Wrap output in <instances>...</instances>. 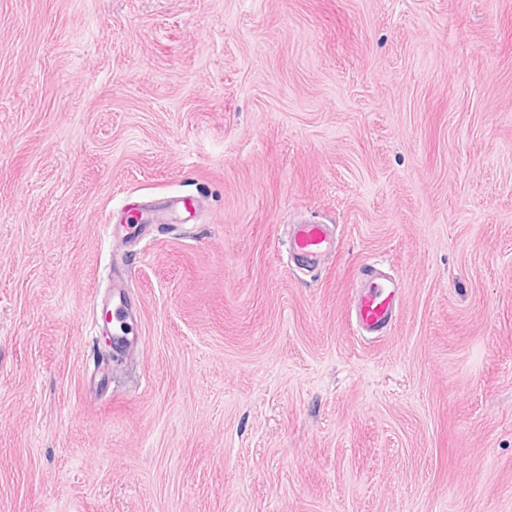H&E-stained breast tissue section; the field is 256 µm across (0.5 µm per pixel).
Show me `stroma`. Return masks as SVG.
<instances>
[{"instance_id":"35a3bbf8","label":"stroma","mask_w":512,"mask_h":512,"mask_svg":"<svg viewBox=\"0 0 512 512\" xmlns=\"http://www.w3.org/2000/svg\"><path fill=\"white\" fill-rule=\"evenodd\" d=\"M0 512H512V0H0ZM288 246L291 252L309 264L315 263L320 257L336 249L334 238L324 226L307 221L295 226ZM357 280L362 287L357 290L352 308L356 326L362 333L379 336L394 319L399 283L380 275L374 263L360 265ZM125 288L126 285L124 283L113 284L112 291V302L116 299V307H115V316L117 320L120 322V332L121 334H115L111 338L109 337V343L114 347L116 351L123 352L128 347L130 340L128 338V334L130 333V328L125 325L128 324L126 321L128 319L132 320V314L129 312V309L126 304V296H125Z\"/></svg>"}]
</instances>
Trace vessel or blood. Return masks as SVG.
<instances>
[{"instance_id": "b4317fda", "label": "vessel or blood", "mask_w": 512, "mask_h": 512, "mask_svg": "<svg viewBox=\"0 0 512 512\" xmlns=\"http://www.w3.org/2000/svg\"><path fill=\"white\" fill-rule=\"evenodd\" d=\"M288 246L291 252L309 264L336 249L334 238L324 226L307 221L295 226ZM357 279L360 287L353 302L356 326L362 333L380 335L394 319L399 283L395 278L380 275L373 263L360 265ZM112 297L116 301L115 316L121 324L119 334L112 337V345L115 350L123 351L130 343L127 321L132 317L126 304L124 284L114 285Z\"/></svg>"}]
</instances>
